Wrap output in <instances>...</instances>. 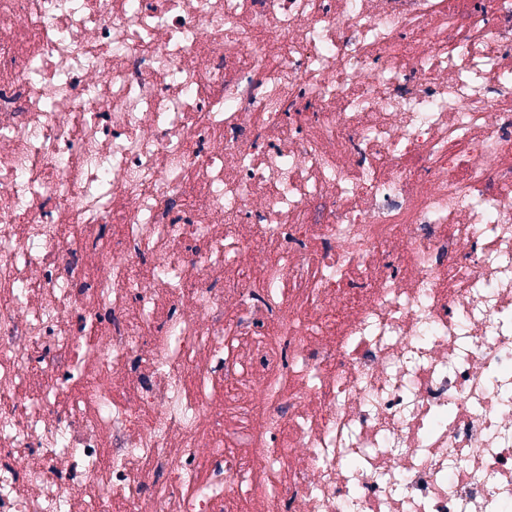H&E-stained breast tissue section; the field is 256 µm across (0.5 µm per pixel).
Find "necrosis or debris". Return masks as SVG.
Returning <instances> with one entry per match:
<instances>
[{
	"label": "necrosis or debris",
	"mask_w": 512,
	"mask_h": 512,
	"mask_svg": "<svg viewBox=\"0 0 512 512\" xmlns=\"http://www.w3.org/2000/svg\"><path fill=\"white\" fill-rule=\"evenodd\" d=\"M512 0H0V512H504Z\"/></svg>",
	"instance_id": "1"
}]
</instances>
